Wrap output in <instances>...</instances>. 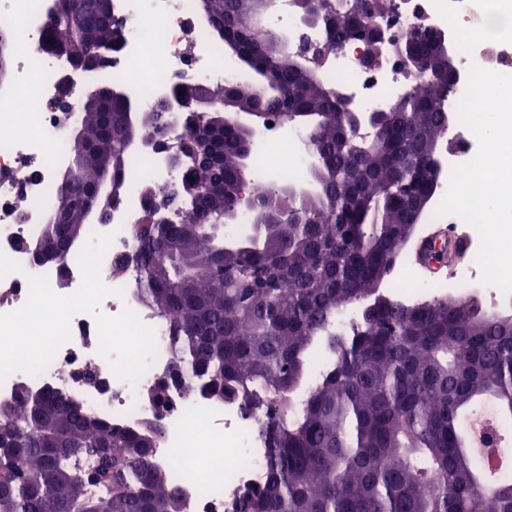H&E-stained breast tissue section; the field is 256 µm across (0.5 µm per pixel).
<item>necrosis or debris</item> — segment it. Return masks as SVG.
<instances>
[{"instance_id": "1", "label": "necrosis or debris", "mask_w": 512, "mask_h": 512, "mask_svg": "<svg viewBox=\"0 0 512 512\" xmlns=\"http://www.w3.org/2000/svg\"><path fill=\"white\" fill-rule=\"evenodd\" d=\"M57 0H0V27L25 39L43 37ZM382 21L392 36L425 25L435 31L453 28L458 44L457 80L449 100L457 105L463 96L471 64L512 74V39L494 36L475 42L472 29L487 25L488 0H388ZM112 13L123 35L112 49L111 62L96 72L72 71L60 53H23L14 58L10 84L0 87V252L21 264V271L0 279V313L13 311L28 296V275L46 276L60 295L74 294L82 273L79 247H71L64 263L37 262L30 251L19 248L22 237L35 238L55 204L51 190L66 149L58 113L52 104L62 85H69L71 105H78L88 89L115 81L121 83L142 109L170 94L178 83H203L214 89L245 80L234 56L224 51L197 0H112ZM270 27L287 33L289 46L309 43L322 46L324 34L297 22L290 0H280L269 17ZM361 44L350 42L329 50L322 76L327 87L349 96L363 111H381L414 83L395 55H387L380 68L368 70L360 63ZM141 66L130 70V59ZM304 130L271 128L254 152L251 189L267 190L272 184L286 185L303 179L308 163L300 145ZM474 134L454 122L448 139L440 140L443 170L435 200H442L453 167L472 159L477 151ZM180 169L171 167L164 153L141 143L132 150L125 177V193L107 224L90 225V233L107 234L111 242L100 267V278L109 288L101 309L109 315L132 309L154 329L157 354L137 382L116 375L99 351L94 317L76 314L70 323V339L56 351L42 372L16 373L0 383V402L11 400L19 388L65 392L86 411L112 424L142 430L163 423L164 435L153 453L155 462L180 489L185 512H224L228 502L245 489L259 484L266 473L267 448L260 432V413L238 402L219 401L170 387L165 405L146 398L147 389L163 384L173 361L167 324L154 315L141 296L139 272L130 267L116 272L114 263L134 243V226L146 207L144 185L162 190L180 180ZM388 288L399 302L413 305L431 297H444L460 289L482 297L491 308L512 305L506 293L481 280L478 262L452 271L448 278L424 286L412 275L406 261L394 264ZM98 368L102 383L87 387L82 374Z\"/></svg>"}]
</instances>
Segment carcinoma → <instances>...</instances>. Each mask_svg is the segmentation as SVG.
<instances>
[{"mask_svg": "<svg viewBox=\"0 0 512 512\" xmlns=\"http://www.w3.org/2000/svg\"><path fill=\"white\" fill-rule=\"evenodd\" d=\"M218 38L252 74L223 93L269 122L314 120L308 138L321 183L297 202L253 195L261 240L224 249L210 227L235 201L252 147L232 116L210 123L184 111L172 192L184 219L168 222L149 205L131 253L117 260L140 271L145 301L168 325L170 379L223 400L262 408L268 448L265 479L226 512H512V483L486 474L467 443L465 419L483 400L512 415V314H486L444 297L407 306L376 294L385 267L406 240L399 226L428 191L424 169L455 115L448 110L457 69L435 53L439 35L419 26L398 40L432 58L442 74L420 77L386 111L373 139L342 120L336 92L300 65L281 40L255 23L259 0H199ZM314 26L327 27L336 0H304ZM387 0H364L375 25ZM120 30L109 0H59L44 49L79 70L103 66ZM13 35L0 30V85L9 79ZM82 137L70 144L75 182L57 193L68 223L43 225L39 262L63 263L90 221L120 203L132 147L167 127L157 104L137 111L112 83L91 92ZM288 205L292 224L275 210ZM359 302L357 321L336 315ZM332 362L307 399L291 396L306 356ZM41 420L35 394L0 403V512H184L182 493L152 460L163 430L135 431L102 421L56 391ZM107 488L103 495L88 485Z\"/></svg>", "mask_w": 512, "mask_h": 512, "instance_id": "1", "label": "carcinoma"}]
</instances>
